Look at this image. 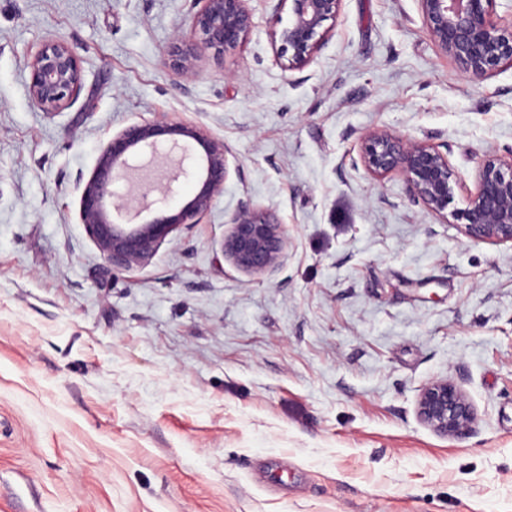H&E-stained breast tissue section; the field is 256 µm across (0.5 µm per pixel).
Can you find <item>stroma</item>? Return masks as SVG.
<instances>
[{"label": "stroma", "mask_w": 512, "mask_h": 512, "mask_svg": "<svg viewBox=\"0 0 512 512\" xmlns=\"http://www.w3.org/2000/svg\"><path fill=\"white\" fill-rule=\"evenodd\" d=\"M240 49L186 79L161 52L192 0H0V512H512V245L452 219L483 157L512 154V66L468 79L419 0H342L328 45L285 70L251 0ZM78 99L33 104L50 39ZM180 121L224 139V193L144 265L108 271L79 222L113 135ZM447 153L449 217L374 178L364 134ZM287 256L256 281L222 255L240 204ZM456 383L477 422L422 424ZM29 96L43 111H57L77 99L82 90L80 60L63 39L48 41L28 62ZM416 409L424 425L446 438L467 434L476 422L464 391L446 378L434 379L421 388Z\"/></svg>", "instance_id": "35a3bbf8"}]
</instances>
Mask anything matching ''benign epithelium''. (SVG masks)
<instances>
[{
  "mask_svg": "<svg viewBox=\"0 0 512 512\" xmlns=\"http://www.w3.org/2000/svg\"><path fill=\"white\" fill-rule=\"evenodd\" d=\"M190 32H179L162 54V62L189 77L208 50L216 60L247 42L254 23L250 0H194ZM342 0H275L273 12L288 7V24L272 32L278 60L288 70H302L328 41L324 24L336 19ZM423 24L434 44L473 81H483L500 67L512 66V27L493 19L495 0H419ZM29 96L46 112L77 99L82 90L80 60L63 39L48 41L28 62ZM224 140L186 123L135 122L112 137L97 157L85 182L79 221L109 270H128L146 263L159 245L182 225L197 223L224 194L228 177ZM360 160L377 178L398 175L425 208L443 216L448 211L453 171L448 156L433 146L376 128L362 138ZM191 184V194L174 204L173 183ZM154 216L140 222L123 220L131 203ZM464 235L473 241L512 244V159L496 154L483 158L476 189L464 210L454 214ZM222 253L244 274L271 278L286 257L288 239L270 210L241 205L229 220ZM417 416L446 438L471 431L476 413L464 391L446 378L424 385Z\"/></svg>",
  "mask_w": 512,
  "mask_h": 512,
  "instance_id": "benign-epithelium-1",
  "label": "benign epithelium"
}]
</instances>
